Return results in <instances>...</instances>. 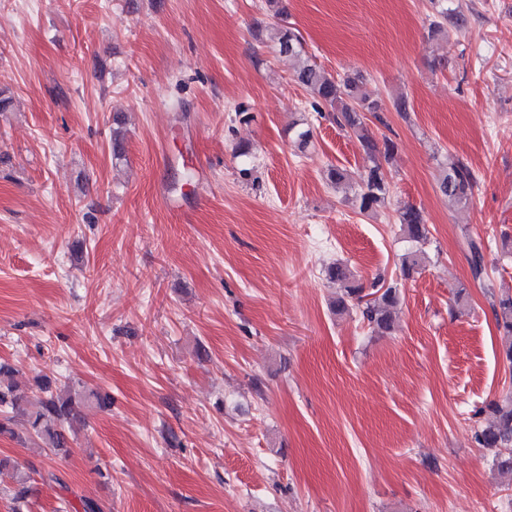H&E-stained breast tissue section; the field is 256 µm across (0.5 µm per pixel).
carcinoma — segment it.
Wrapping results in <instances>:
<instances>
[{"label": "carcinoma", "mask_w": 512, "mask_h": 512, "mask_svg": "<svg viewBox=\"0 0 512 512\" xmlns=\"http://www.w3.org/2000/svg\"><path fill=\"white\" fill-rule=\"evenodd\" d=\"M437 19L431 21L429 32L433 37L447 35L444 21L451 19L457 27L467 24V17L445 7V0H432ZM279 51L282 54L301 60L295 70V80L313 98V105H325L335 112L336 124L350 133L359 143L363 152L374 158V165L363 178L360 189L355 193V203L359 211L368 213L383 206L388 201L390 187L386 172L379 158L390 160L394 154L395 143L385 138L376 140L365 123L366 115H372L379 122H384L381 113L387 111L383 102L367 88L366 79L358 72L345 75L336 80L316 64L303 58L304 50L301 37L292 29L282 27L277 31ZM477 183L473 170L463 161L457 160L443 168L438 177V188L443 196L456 204L468 203ZM398 224L406 238L414 242H424L428 238V227L422 212L412 206L398 210ZM472 255V274L478 279L484 273V256L477 243L469 242ZM424 263V254L420 251L405 257L401 272L406 278L418 272ZM328 277L341 285L343 294L336 299L335 309L338 313L349 311L351 305L359 308L368 324L381 332H389L394 327V313L400 303L397 287L375 282L373 287L384 288L376 298H368L365 289L354 283L350 270L342 263L328 270ZM497 326L508 344L503 351L507 361L512 363V295L497 296L493 302ZM41 389L47 393L41 402L40 410L30 415L21 431H15L0 422V433L8 432L19 443L37 438L42 440L54 454L70 452L69 442L64 433L55 426L61 421H70L77 415L78 409L95 404L104 407L108 398L98 392L76 393L65 385L51 388V381H40ZM23 397L11 386L0 385V407L19 410ZM489 421L475 431V440L479 446L491 453L492 465L503 474L512 475V396L494 402L488 406ZM12 480V512H22L32 494L30 475L19 470L7 458H0V476Z\"/></svg>", "instance_id": "cac0c4a2"}]
</instances>
